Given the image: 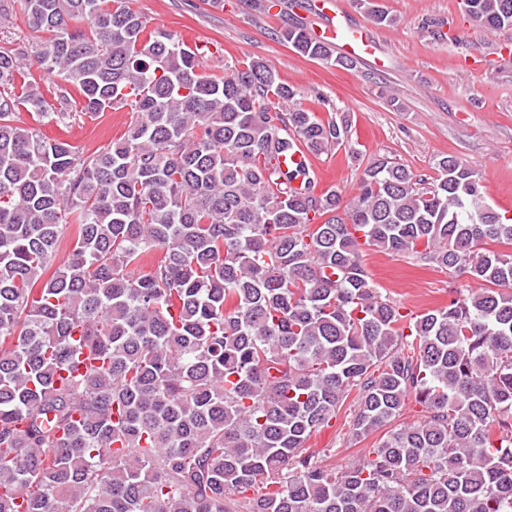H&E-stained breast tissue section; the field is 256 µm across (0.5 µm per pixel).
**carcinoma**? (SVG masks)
<instances>
[{
    "instance_id": "carcinoma-1",
    "label": "carcinoma",
    "mask_w": 512,
    "mask_h": 512,
    "mask_svg": "<svg viewBox=\"0 0 512 512\" xmlns=\"http://www.w3.org/2000/svg\"><path fill=\"white\" fill-rule=\"evenodd\" d=\"M102 3L0 0V28L18 6L48 34L0 47V512H512V218L478 172L379 157L351 200L317 194L280 156L327 153L346 117L285 112L265 60L207 71ZM460 3L512 26V0ZM278 37L354 66L300 22ZM127 106L103 151L41 132ZM363 245L477 289L410 317ZM352 393V437L389 430L338 474L308 442ZM410 394L424 418L397 424Z\"/></svg>"
}]
</instances>
